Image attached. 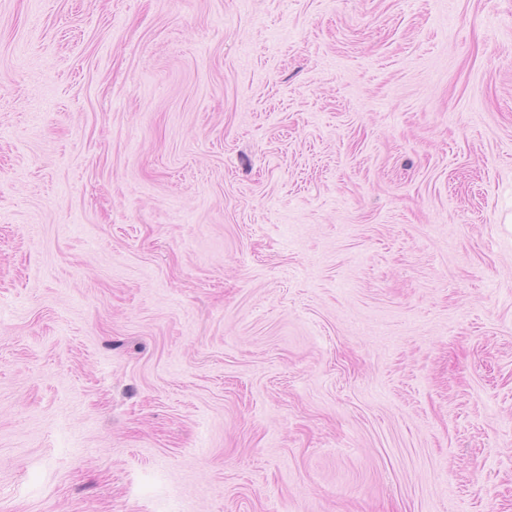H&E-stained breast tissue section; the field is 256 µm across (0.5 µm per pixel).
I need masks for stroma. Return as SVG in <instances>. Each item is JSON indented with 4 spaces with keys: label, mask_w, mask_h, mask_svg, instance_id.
<instances>
[{
    "label": "stroma",
    "mask_w": 512,
    "mask_h": 512,
    "mask_svg": "<svg viewBox=\"0 0 512 512\" xmlns=\"http://www.w3.org/2000/svg\"><path fill=\"white\" fill-rule=\"evenodd\" d=\"M0 512H512V0H0Z\"/></svg>",
    "instance_id": "obj_1"
}]
</instances>
